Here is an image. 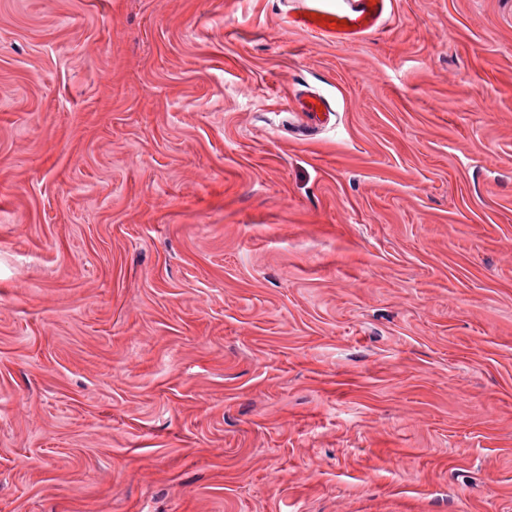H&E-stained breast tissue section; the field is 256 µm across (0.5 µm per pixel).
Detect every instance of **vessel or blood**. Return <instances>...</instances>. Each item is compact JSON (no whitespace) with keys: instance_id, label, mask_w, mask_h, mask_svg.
I'll use <instances>...</instances> for the list:
<instances>
[{"instance_id":"1","label":"vessel or blood","mask_w":512,"mask_h":512,"mask_svg":"<svg viewBox=\"0 0 512 512\" xmlns=\"http://www.w3.org/2000/svg\"><path fill=\"white\" fill-rule=\"evenodd\" d=\"M388 6L389 0H302L291 22L331 40L356 41L381 25Z\"/></svg>"}]
</instances>
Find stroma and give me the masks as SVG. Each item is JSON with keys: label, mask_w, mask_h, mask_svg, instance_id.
<instances>
[{"label": "stroma", "mask_w": 512, "mask_h": 512, "mask_svg": "<svg viewBox=\"0 0 512 512\" xmlns=\"http://www.w3.org/2000/svg\"><path fill=\"white\" fill-rule=\"evenodd\" d=\"M294 6L0 0V512H512V0ZM331 1L302 0L299 11L289 21L336 42L356 41L381 25L390 3L389 0H342L333 6Z\"/></svg>", "instance_id": "35a3bbf8"}]
</instances>
